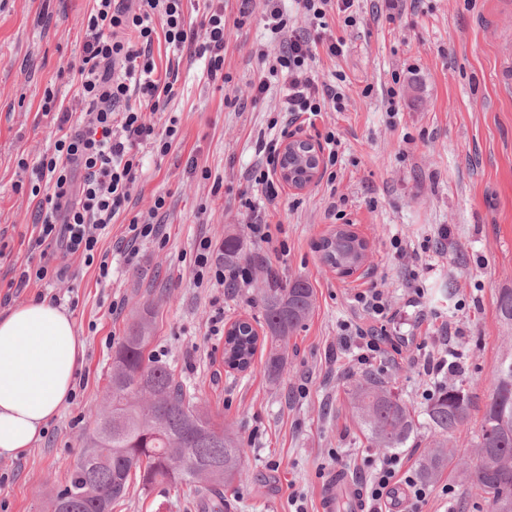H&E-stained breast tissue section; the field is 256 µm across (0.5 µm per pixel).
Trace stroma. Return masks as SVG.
Here are the masks:
<instances>
[{"label":"stroma","instance_id":"35a3bbf8","mask_svg":"<svg viewBox=\"0 0 512 512\" xmlns=\"http://www.w3.org/2000/svg\"><path fill=\"white\" fill-rule=\"evenodd\" d=\"M93 0H0V312L46 298L70 312L86 346L76 396L25 456L0 458V512H47L66 483L85 438L102 409L112 354L131 322L152 320L150 348L193 395L201 410L232 427L246 449L243 475L223 503L167 485L143 494L131 485L113 512H320L335 474L365 486L363 460L382 457L361 431L350 404L352 382L366 368L343 343L344 324L368 326L354 311L356 294L381 289L400 318L385 323L399 351L373 362L372 371L393 385L416 415L431 392L462 384L472 401L468 425L448 439L453 459L432 483L426 501L406 490L395 512H484L467 470L477 461L480 418L493 392L492 370L512 349V327L497 315L500 289L512 288V90L496 80L502 41L512 36V0H354L357 23L327 18L336 57L318 53L311 74L321 85H341L345 109L300 115L290 130L323 142L339 141L336 179L307 191L283 190L277 206L265 207L285 251L253 243L239 206L241 193L255 204L263 197L248 182L258 162L255 141L274 116L276 99H255L252 83L260 64L253 48L266 37L264 0H224L234 25L224 48L225 88L202 77L189 50L153 45L158 72L179 73L178 92L167 116L179 136L167 154L143 149V169L133 190L137 212L156 196L167 205L157 221L162 238L145 241L127 261L118 249L129 214L102 235L99 248L112 272L66 263L62 280L10 290L30 255L36 198L16 191L26 172L19 159L35 162L54 149L56 128L42 113L52 90L74 115L87 106L77 95L85 30ZM223 176L220 193L202 170ZM347 224L369 246L362 273L342 276L324 265L315 244ZM239 235L243 257L263 256L249 284L216 288L196 284L190 259L196 240L223 244ZM407 248L398 257L394 241ZM314 289L311 316L288 339L278 378L264 371L267 353L237 373L224 365V338L211 320L225 324L259 318L262 293L295 278ZM423 296H416V289ZM447 358L452 373L428 375V360Z\"/></svg>","mask_w":512,"mask_h":512}]
</instances>
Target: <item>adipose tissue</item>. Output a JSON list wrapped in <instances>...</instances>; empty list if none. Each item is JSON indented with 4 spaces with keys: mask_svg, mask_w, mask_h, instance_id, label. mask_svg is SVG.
Here are the masks:
<instances>
[{
    "mask_svg": "<svg viewBox=\"0 0 512 512\" xmlns=\"http://www.w3.org/2000/svg\"><path fill=\"white\" fill-rule=\"evenodd\" d=\"M85 346L72 315L48 299L0 315V456L17 458L71 400Z\"/></svg>",
    "mask_w": 512,
    "mask_h": 512,
    "instance_id": "obj_1",
    "label": "adipose tissue"
}]
</instances>
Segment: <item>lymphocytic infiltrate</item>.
Returning a JSON list of instances; mask_svg holds the SVG:
<instances>
[{"mask_svg":"<svg viewBox=\"0 0 512 512\" xmlns=\"http://www.w3.org/2000/svg\"><path fill=\"white\" fill-rule=\"evenodd\" d=\"M85 23L82 65L78 70L80 95L88 106L84 119L70 127L71 112L57 105L53 92H46L44 114L52 116L59 131L52 153L43 155L33 166L37 177L30 193L37 196L33 247L37 259L28 261L20 272L17 287L62 279L65 259H78L96 267L100 277H108L112 264L99 249L103 231L120 213L128 210L138 173L143 166L141 149L155 145L167 153L178 137L176 123L158 129L151 116L165 111L175 97L176 72L158 76L152 53L155 38L175 48L192 47L204 61L209 82L229 83L224 71L226 18L223 7H207L199 25L187 24L183 0H138L130 7L126 0H95ZM266 0L270 41H285L279 56L269 58L258 50L260 60L268 61L259 71L253 89L256 97L271 91L272 77L284 76L280 109L289 113L322 111L326 102L340 103L342 95L334 88L318 85L310 74L309 63L317 39L307 35L287 36L288 20L277 5ZM275 132L259 133L256 151L266 163L252 173L267 202H275L279 188L273 179L272 163L279 153ZM49 179L51 193H42L39 179ZM197 279L216 284L240 285L250 280V264L228 266L223 254L209 237L197 241L192 256ZM372 475L368 496L378 503L388 498L394 486H405L416 500H425L429 487L406 469L396 454L368 459Z\"/></svg>","mask_w":512,"mask_h":512,"instance_id":"1","label":"lymphocytic infiltrate"}]
</instances>
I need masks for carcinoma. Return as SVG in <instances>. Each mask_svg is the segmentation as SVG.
I'll return each instance as SVG.
<instances>
[{
  "label": "carcinoma",
  "mask_w": 512,
  "mask_h": 512,
  "mask_svg": "<svg viewBox=\"0 0 512 512\" xmlns=\"http://www.w3.org/2000/svg\"><path fill=\"white\" fill-rule=\"evenodd\" d=\"M365 241L350 230L331 232L316 249L322 262L344 274L362 262ZM241 241L224 237V264L237 263ZM313 288L297 278L262 297L265 336L252 323L238 320L224 334V363L231 369L251 367L257 344L269 347L265 369L280 375L288 337L313 309ZM502 322L512 325V289L498 293ZM152 328L147 320L132 324L117 347L119 364L112 367L108 403L112 434L83 450L64 488L50 501L51 512H101L104 504L124 498L131 483L149 493L159 483L208 490L218 494L242 472V442L210 414L200 411L166 365L152 360L148 347ZM494 392L486 404L477 441L478 463L472 485L484 495L486 512H512V352L504 353L493 371ZM352 408L378 448H405L417 430L412 412L388 382L372 371L350 392ZM471 402L462 385L440 388L430 400L425 419L433 446L419 462V473L435 482L452 461L448 435L464 426Z\"/></svg>",
  "instance_id": "1"
}]
</instances>
